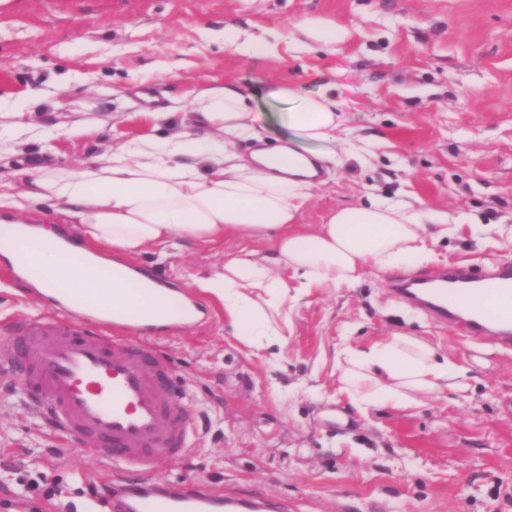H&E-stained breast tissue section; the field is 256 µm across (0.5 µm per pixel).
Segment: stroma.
<instances>
[{"mask_svg":"<svg viewBox=\"0 0 512 512\" xmlns=\"http://www.w3.org/2000/svg\"><path fill=\"white\" fill-rule=\"evenodd\" d=\"M308 16L335 21L347 39L331 51L291 42ZM228 21L276 51L225 46ZM288 82L344 97L349 131L335 159L321 160L297 223L397 197L453 219L415 274L458 260L512 263V0H0V100L33 102L36 126L23 152L0 148V180L44 164L72 170L112 144L165 135L153 110L224 83L253 94L285 143L288 106L271 90ZM66 116L90 132L56 130ZM245 245L227 238L127 258L205 309L193 328L147 340L197 421L192 451L156 476L269 492L292 512H512V351L418 313L393 295L394 273L371 270L351 288L290 291L282 355L248 349L197 286ZM38 310L0 258V323ZM394 332L448 353L468 369L469 388L359 414L336 393V352ZM97 469L0 379V512H78Z\"/></svg>","mask_w":512,"mask_h":512,"instance_id":"stroma-1","label":"stroma"}]
</instances>
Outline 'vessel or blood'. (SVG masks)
<instances>
[{"label":"vessel or blood","mask_w":512,"mask_h":512,"mask_svg":"<svg viewBox=\"0 0 512 512\" xmlns=\"http://www.w3.org/2000/svg\"><path fill=\"white\" fill-rule=\"evenodd\" d=\"M9 268L34 289L41 310L0 326V376L19 379L42 419L111 468L103 499L112 512H288L272 494H224L151 475L159 462L189 452L195 416L171 382L170 363L144 339L182 317L195 326L196 302L165 285L155 289L150 312H110L89 288L40 292L36 254ZM396 285L399 297L427 308L440 324L512 350V264L479 275L469 263L453 262L437 278L404 277ZM115 327L130 333L112 335Z\"/></svg>","instance_id":"vessel-or-blood-1"}]
</instances>
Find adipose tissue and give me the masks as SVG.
<instances>
[{"label": "adipose tissue", "instance_id": "1", "mask_svg": "<svg viewBox=\"0 0 512 512\" xmlns=\"http://www.w3.org/2000/svg\"><path fill=\"white\" fill-rule=\"evenodd\" d=\"M273 95L288 103L286 124L296 148L241 155L243 141H264L247 98L232 85L212 86L195 97L198 122L171 135L139 137L77 170L25 173L21 188L0 189V210L20 215L36 204L76 220L89 243L83 264L58 252L53 228L24 235L47 271L45 291L82 285L105 308L148 307L124 278L105 274L93 245L123 253L186 241L216 242L225 236L254 240L274 232L273 253L244 248L227 255L224 269L201 282L224 306V321L245 346L279 356L285 346L289 280L301 289L350 287L365 269L387 272L428 253L427 232L448 231L444 212L421 213L404 201L357 203L332 211L312 230L297 229L295 214L313 186L300 152L308 143H337L342 103L327 92L278 85ZM337 392L358 411L371 407L408 410L427 395L469 386L466 368L424 340L395 333L364 347L336 352Z\"/></svg>", "mask_w": 512, "mask_h": 512}]
</instances>
